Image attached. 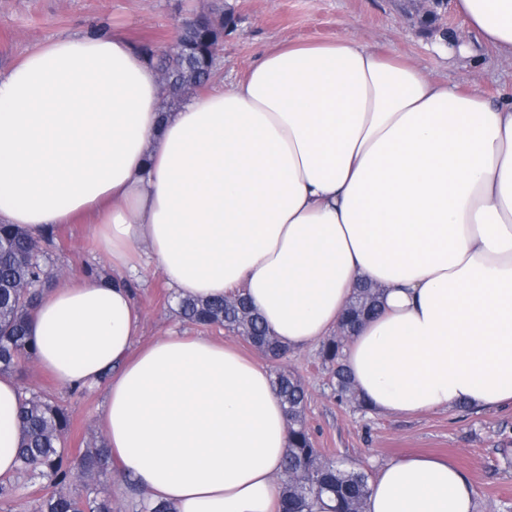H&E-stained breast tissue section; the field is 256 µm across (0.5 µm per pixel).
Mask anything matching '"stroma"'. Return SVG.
I'll list each match as a JSON object with an SVG mask.
<instances>
[{"label":"stroma","mask_w":512,"mask_h":512,"mask_svg":"<svg viewBox=\"0 0 512 512\" xmlns=\"http://www.w3.org/2000/svg\"><path fill=\"white\" fill-rule=\"evenodd\" d=\"M215 4L230 6L239 17L236 30L224 38L218 76L226 86L244 77L274 45L320 42L355 32L381 51L417 64L433 81L464 87L474 79L491 101L512 97V60L502 58L494 48L474 42L464 53L441 50L443 36L465 28L454 0H449L433 27L420 24L409 0H0V70L51 37L87 31L102 21L137 44L160 49L169 44L178 23ZM48 264L63 278L80 277L87 264L101 277L113 275L89 224L58 225ZM133 283L142 313L138 344L175 331L204 334L236 346L257 362L267 363L270 370L285 369L300 378L309 395L306 423L318 448L332 459L360 464L371 473L398 456L446 460L471 480L478 512H512L511 407L490 413L459 406L406 416L342 405L336 400L318 346L289 351L278 362L267 361L236 333L218 326L205 330L182 321L157 269H143ZM24 382L70 410V454L104 439L98 424L104 386L72 392L32 361L25 364Z\"/></svg>","instance_id":"35a3bbf8"}]
</instances>
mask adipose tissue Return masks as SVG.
Returning <instances> with one entry per match:
<instances>
[{"label": "adipose tissue", "instance_id": "obj_1", "mask_svg": "<svg viewBox=\"0 0 512 512\" xmlns=\"http://www.w3.org/2000/svg\"><path fill=\"white\" fill-rule=\"evenodd\" d=\"M469 32L512 58V0H457ZM85 221L112 281L43 290L40 367L105 380L118 492L175 512H277L288 415L267 367L176 332L140 347L126 280L141 261L179 298L240 293L288 348L331 336L357 283L384 290L345 350L373 411L512 404V100L431 81L339 36L269 48L230 87L171 113L126 36L51 39L0 73V223L42 237ZM147 245L140 253L139 245ZM20 392L0 375V476ZM364 512H477L449 462H383Z\"/></svg>", "mask_w": 512, "mask_h": 512}]
</instances>
